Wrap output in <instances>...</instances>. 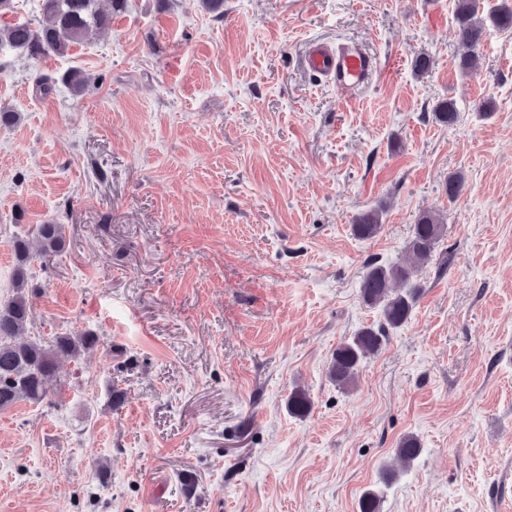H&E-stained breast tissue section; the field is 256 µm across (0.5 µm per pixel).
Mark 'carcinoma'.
<instances>
[{"label": "carcinoma", "mask_w": 512, "mask_h": 512, "mask_svg": "<svg viewBox=\"0 0 512 512\" xmlns=\"http://www.w3.org/2000/svg\"><path fill=\"white\" fill-rule=\"evenodd\" d=\"M99 0H39L44 23L32 26L26 20L0 24V48L9 47L32 58L50 53L65 54L73 46L87 43L112 25L114 14L123 11L127 0H109V8L97 7ZM484 0H457L455 8L456 37L459 46L458 67L472 73L478 60V48L486 27L512 29V8L502 4L481 11ZM61 82L79 93L88 77L80 70L61 76ZM435 120L451 125L458 119L456 104L444 100L433 108ZM381 211L369 210L356 217L352 229L362 240L374 238L382 229ZM444 232L439 216L433 211L422 213L414 224L405 246L406 260L385 267L371 264L363 276L360 296L364 304L381 308L383 323L364 327L342 342L328 364V375L336 386L345 389L356 383L364 360L377 355L389 331L405 324L419 297L421 285L417 277ZM39 253H59L66 241L64 225L48 221L37 225ZM14 263L11 272L13 296L0 304V411L19 401L32 405L50 402L47 381L55 374L60 359L77 360L100 345V337L90 330L58 333L49 338L26 335L31 312L29 298L30 264L36 253L25 237L12 241ZM288 408L298 416L310 408L307 395L296 390L288 398ZM421 452L420 443L412 436L403 438L396 448L397 458L411 463Z\"/></svg>", "instance_id": "obj_1"}]
</instances>
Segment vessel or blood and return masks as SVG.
Wrapping results in <instances>:
<instances>
[{
	"mask_svg": "<svg viewBox=\"0 0 512 512\" xmlns=\"http://www.w3.org/2000/svg\"><path fill=\"white\" fill-rule=\"evenodd\" d=\"M305 62L310 71L349 93L368 86L378 69L376 58L354 44L314 43L307 50Z\"/></svg>",
	"mask_w": 512,
	"mask_h": 512,
	"instance_id": "vessel-or-blood-1",
	"label": "vessel or blood"
}]
</instances>
